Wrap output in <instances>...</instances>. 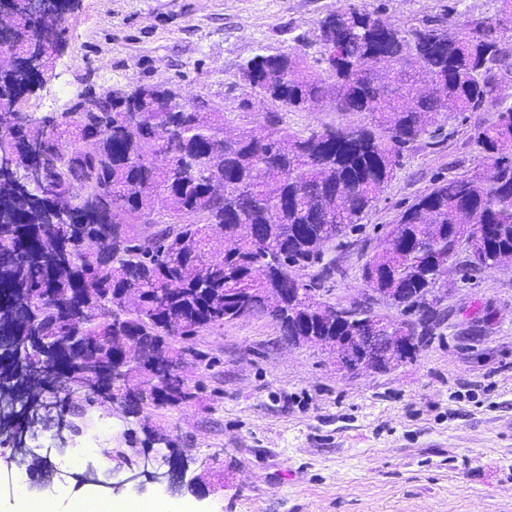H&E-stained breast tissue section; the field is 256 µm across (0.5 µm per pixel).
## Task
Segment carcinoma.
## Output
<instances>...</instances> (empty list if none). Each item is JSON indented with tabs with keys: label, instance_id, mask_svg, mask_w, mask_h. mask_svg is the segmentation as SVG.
Masks as SVG:
<instances>
[{
	"label": "carcinoma",
	"instance_id": "cac0c4a2",
	"mask_svg": "<svg viewBox=\"0 0 512 512\" xmlns=\"http://www.w3.org/2000/svg\"><path fill=\"white\" fill-rule=\"evenodd\" d=\"M323 29L346 43L344 54L308 61L296 49L258 53L240 68L250 90L273 109L239 124L189 101L173 87L108 86L78 97L24 130L0 133V151L18 168L52 158L43 190L0 182V332L43 316L36 347L60 384L83 389L88 404L103 396L95 373L66 354L75 336L97 342L127 336L140 347L108 397L126 413L194 398L183 371L160 387L147 372L183 363L180 341L252 316H267L284 336H324L362 328L367 318L395 331L401 321L374 304L309 301L318 288L303 271L323 264L326 246L363 230L365 216L401 166L404 151L441 134L440 116L489 108L496 117L472 138L495 177L438 179L403 210L362 266L365 287L388 295L400 316L430 335L438 309L413 313L431 294L440 263L460 245L470 268L512 262V92L502 87L509 58L512 0L495 17L465 13L450 21L442 51L418 40L419 26H393L379 61L395 74L375 83L365 71L377 29L388 24L354 3L328 13ZM43 77L24 68L0 87L13 107ZM335 112L345 121L292 130L289 112ZM188 158L198 168H184ZM100 367L125 360L98 346ZM12 344L0 339V388L18 378Z\"/></svg>",
	"mask_w": 512,
	"mask_h": 512
}]
</instances>
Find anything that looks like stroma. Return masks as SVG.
<instances>
[{
  "label": "stroma",
  "instance_id": "stroma-1",
  "mask_svg": "<svg viewBox=\"0 0 512 512\" xmlns=\"http://www.w3.org/2000/svg\"><path fill=\"white\" fill-rule=\"evenodd\" d=\"M398 26L450 12L494 16L499 0H365ZM339 0H81L53 71L26 97V111H63L80 94L110 85L180 87L241 116L239 66L258 49L319 56L318 23ZM494 112L444 116L436 143L418 142L380 201L366 232L330 244L336 268L322 279L324 301L364 300L360 270L376 229L432 186L434 178L484 171L470 137ZM446 318L417 357L388 372L337 371L318 345L288 346L260 317L185 342L184 374L198 397L143 417L110 404L85 406L81 426L111 414L101 453L74 464L88 446L62 448L55 430L26 434L30 459L54 469L59 512L75 498H143L192 503L191 512H512V266L470 271L450 265L439 282ZM162 432L196 473L224 472V488L200 498L167 484L132 479L166 471L163 454L124 442ZM29 483L11 447L0 446V512H13L17 483Z\"/></svg>",
  "mask_w": 512,
  "mask_h": 512
}]
</instances>
